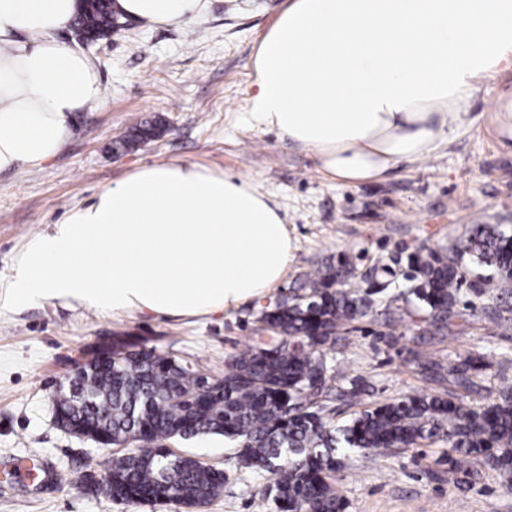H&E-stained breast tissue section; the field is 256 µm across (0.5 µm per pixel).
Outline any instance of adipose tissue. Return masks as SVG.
Returning <instances> with one entry per match:
<instances>
[{"label":"adipose tissue","instance_id":"adipose-tissue-1","mask_svg":"<svg viewBox=\"0 0 512 512\" xmlns=\"http://www.w3.org/2000/svg\"><path fill=\"white\" fill-rule=\"evenodd\" d=\"M147 27L207 0H116ZM77 0H0V173L37 168L102 100L94 59L61 39ZM252 122L316 156L341 184L436 151L482 82L512 67V0H286L252 59ZM293 242L280 204L196 164L144 166L30 239L0 278V311L58 301L209 317L283 281Z\"/></svg>","mask_w":512,"mask_h":512}]
</instances>
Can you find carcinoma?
Returning <instances> with one entry per match:
<instances>
[{
  "mask_svg": "<svg viewBox=\"0 0 512 512\" xmlns=\"http://www.w3.org/2000/svg\"><path fill=\"white\" fill-rule=\"evenodd\" d=\"M122 27L114 0H80L74 30L103 37ZM469 262L492 270L469 282L475 293L495 291V300L504 302L512 298V234L484 224L449 254L422 243L407 256L404 279L422 304L424 320L445 329L464 318L457 304ZM370 272L373 291L363 294L347 256L306 275L300 285L304 295L260 313L261 323L280 328L279 341L243 350L225 363L222 374L188 367L152 347L112 343V370L88 367L76 374L90 404L69 394L56 400L63 424L110 434L118 447L101 479L83 474L77 485L114 501L205 506L224 491L227 474L164 444L218 435L237 443L242 467L270 476L268 490L279 512H345L336 485L343 453L439 441L497 469L512 488V388L478 406L463 395H409L356 412L343 426L334 423L328 402L339 367L324 348L336 342L341 327L367 316L373 296L395 283L389 267L373 266ZM482 369L469 357L448 374L467 390ZM138 434L151 436L160 447H121Z\"/></svg>",
  "mask_w": 512,
  "mask_h": 512,
  "instance_id": "cac0c4a2",
  "label": "carcinoma"
}]
</instances>
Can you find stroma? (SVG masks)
<instances>
[{"instance_id": "1", "label": "stroma", "mask_w": 512, "mask_h": 512, "mask_svg": "<svg viewBox=\"0 0 512 512\" xmlns=\"http://www.w3.org/2000/svg\"><path fill=\"white\" fill-rule=\"evenodd\" d=\"M284 0H208L202 17L149 28L130 22L87 49L104 89L102 105L78 113L74 135L37 169L0 173V274L29 238L60 222L77 204L147 165L194 163L253 181L280 203L294 243L288 274L268 301L290 296L303 274L350 256L358 271L374 262L407 270L419 242L446 253L476 225L512 228V68L487 78L463 124L436 152L401 162L385 180L342 185L277 130L248 119L252 57ZM155 135L119 148L136 127ZM261 301L202 318L100 312L39 302L0 314V512H179L144 502H115L76 487L74 474H102L108 453L53 421L51 398L75 361L113 339L152 347L220 373L225 362L270 334L258 321ZM400 321L383 314L353 322L328 356L341 361L338 390L365 387L360 401L341 405L337 421L368 404L409 395L447 396L456 386L450 364L469 356L486 364L467 398L484 404L512 383V330L470 317L451 336L422 322L415 299L394 301ZM434 361L423 371L414 359ZM223 469V493L204 512H276L262 498L265 477L239 468L220 437L176 443ZM345 512H512V491L490 467L448 468V446L350 454L339 473Z\"/></svg>"}]
</instances>
